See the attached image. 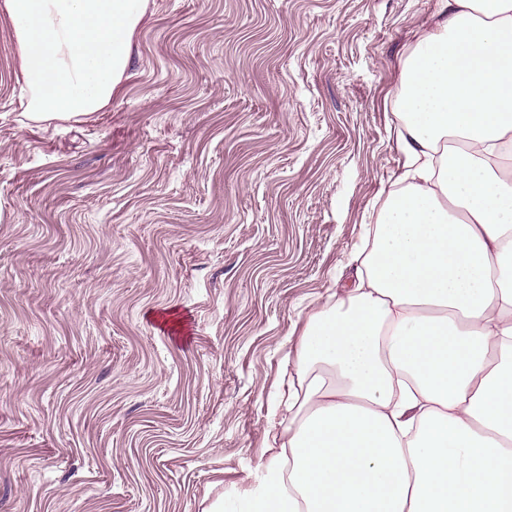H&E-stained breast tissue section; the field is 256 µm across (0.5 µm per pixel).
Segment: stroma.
<instances>
[{"label": "stroma", "instance_id": "obj_1", "mask_svg": "<svg viewBox=\"0 0 512 512\" xmlns=\"http://www.w3.org/2000/svg\"><path fill=\"white\" fill-rule=\"evenodd\" d=\"M439 0H147L38 121L0 16V512H207L273 454L310 316L404 170Z\"/></svg>", "mask_w": 512, "mask_h": 512}]
</instances>
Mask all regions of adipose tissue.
<instances>
[{
	"label": "adipose tissue",
	"instance_id": "obj_1",
	"mask_svg": "<svg viewBox=\"0 0 512 512\" xmlns=\"http://www.w3.org/2000/svg\"><path fill=\"white\" fill-rule=\"evenodd\" d=\"M147 0H0L39 118L112 99ZM397 100L408 169L308 321L278 453L208 512H512V0H439Z\"/></svg>",
	"mask_w": 512,
	"mask_h": 512
}]
</instances>
